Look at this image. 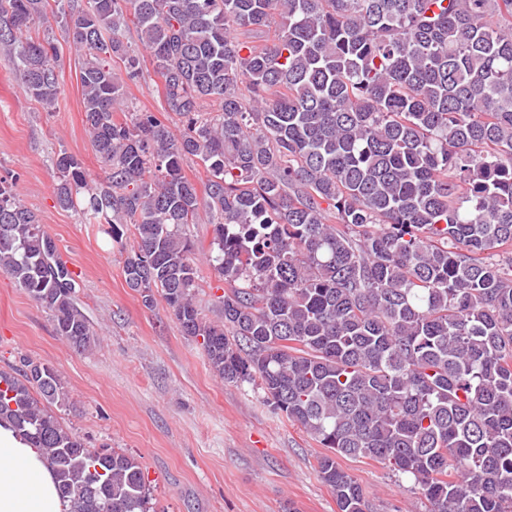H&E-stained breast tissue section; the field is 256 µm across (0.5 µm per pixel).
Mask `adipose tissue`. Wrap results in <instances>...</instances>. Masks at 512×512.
Segmentation results:
<instances>
[{"mask_svg": "<svg viewBox=\"0 0 512 512\" xmlns=\"http://www.w3.org/2000/svg\"><path fill=\"white\" fill-rule=\"evenodd\" d=\"M0 512H67L40 451L0 425Z\"/></svg>", "mask_w": 512, "mask_h": 512, "instance_id": "obj_1", "label": "adipose tissue"}]
</instances>
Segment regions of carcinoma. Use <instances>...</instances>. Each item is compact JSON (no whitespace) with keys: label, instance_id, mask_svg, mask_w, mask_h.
<instances>
[{"label":"carcinoma","instance_id":"1","mask_svg":"<svg viewBox=\"0 0 512 512\" xmlns=\"http://www.w3.org/2000/svg\"><path fill=\"white\" fill-rule=\"evenodd\" d=\"M53 22L109 170L93 185L59 150L55 200L115 243L132 232L143 305L161 297L217 376L325 448L337 512H365L340 456L413 477L425 512H512V0H0V48L46 108ZM147 56L161 113L112 74L138 81ZM203 215L219 323L196 303ZM0 270L92 348L74 276L3 179ZM66 401L47 365L0 370V421L42 450L69 512H154L138 459L86 447L50 409Z\"/></svg>","mask_w":512,"mask_h":512}]
</instances>
